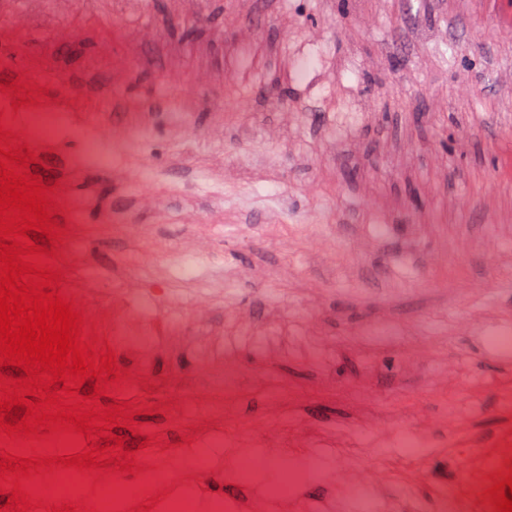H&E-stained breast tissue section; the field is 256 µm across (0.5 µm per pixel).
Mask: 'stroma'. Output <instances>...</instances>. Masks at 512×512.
Masks as SVG:
<instances>
[{
  "label": "stroma",
  "instance_id": "obj_1",
  "mask_svg": "<svg viewBox=\"0 0 512 512\" xmlns=\"http://www.w3.org/2000/svg\"><path fill=\"white\" fill-rule=\"evenodd\" d=\"M0 83L70 106L6 127L55 186L61 297L97 337L115 289L180 320L103 405L138 410L121 479L260 498L238 458L302 434L310 507L345 478L429 508L512 439V0H0ZM237 377L225 392V370ZM278 392V402L268 395ZM232 435H225V426ZM417 471H389L404 438ZM356 442L340 459L336 443ZM205 451L211 473L188 460Z\"/></svg>",
  "mask_w": 512,
  "mask_h": 512
}]
</instances>
